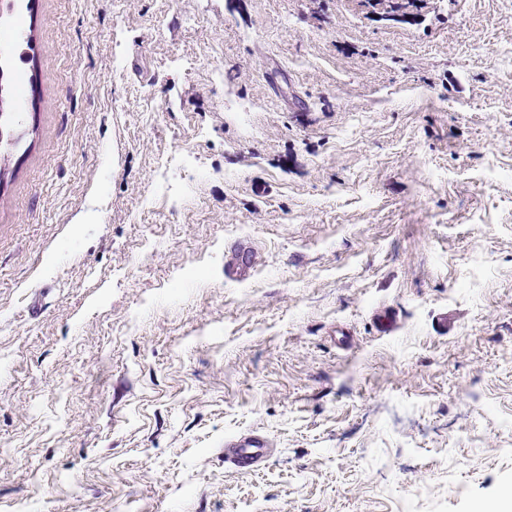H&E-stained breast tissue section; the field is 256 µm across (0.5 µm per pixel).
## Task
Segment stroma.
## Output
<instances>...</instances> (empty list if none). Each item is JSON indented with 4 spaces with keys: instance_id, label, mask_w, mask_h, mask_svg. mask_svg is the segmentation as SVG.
<instances>
[{
    "instance_id": "obj_1",
    "label": "stroma",
    "mask_w": 512,
    "mask_h": 512,
    "mask_svg": "<svg viewBox=\"0 0 512 512\" xmlns=\"http://www.w3.org/2000/svg\"><path fill=\"white\" fill-rule=\"evenodd\" d=\"M13 1L0 512H473L512 483V0ZM252 263V248L248 241L236 242L224 263V276L230 280H240L248 275ZM269 452L267 440L260 436H240L224 442V461L241 473L261 466Z\"/></svg>"
}]
</instances>
